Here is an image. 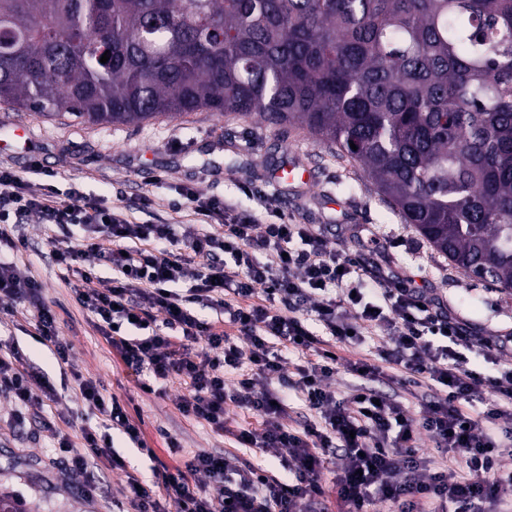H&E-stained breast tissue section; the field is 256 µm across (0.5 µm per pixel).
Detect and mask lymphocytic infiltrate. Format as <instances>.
I'll return each instance as SVG.
<instances>
[{"mask_svg": "<svg viewBox=\"0 0 512 512\" xmlns=\"http://www.w3.org/2000/svg\"><path fill=\"white\" fill-rule=\"evenodd\" d=\"M50 176L36 161L24 177L0 165V248L9 253L0 257V323L33 305L35 338L69 362L71 347L39 299L40 283L12 260L27 247L19 224L39 216L75 302L96 318L145 387L184 380L190 391L181 413L218 433L227 405L255 414L260 427L239 429L236 441L286 455V474L276 479L258 464L234 467L226 455L191 452L181 466L155 470L151 485L133 489L132 512H300L304 503L329 512L332 497L345 512H368L377 502L390 512L503 505L504 490L512 488V470L501 464L512 442V362L502 359V346L473 336L436 293L410 287L377 259L330 247L314 225L263 224L219 196L183 189L197 223L137 224L77 190L60 200ZM99 260L112 270L101 291L89 287ZM209 310L215 319L206 318ZM132 327L137 335H129ZM370 335L371 357H336L337 349ZM278 346L297 355L294 372L275 354ZM473 352L492 371L472 366ZM342 368L357 379L344 398L331 386ZM380 378L399 384L418 412L379 395L372 383ZM79 389L101 425L73 434L48 419L43 431L92 494L99 483L92 460L125 466L112 452L114 435L140 449L146 442L140 421L117 396L92 380ZM2 395L19 419L37 396L58 398L13 345L0 354ZM293 398L311 414L298 430L282 422ZM480 400L484 410L472 413ZM424 434L439 461L420 448ZM329 470L336 473L330 484ZM199 474L204 485L191 486Z\"/></svg>", "mask_w": 512, "mask_h": 512, "instance_id": "lymphocytic-infiltrate-1", "label": "lymphocytic infiltrate"}]
</instances>
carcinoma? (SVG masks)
Segmentation results:
<instances>
[{"instance_id":"carcinoma-1","label":"carcinoma","mask_w":512,"mask_h":512,"mask_svg":"<svg viewBox=\"0 0 512 512\" xmlns=\"http://www.w3.org/2000/svg\"><path fill=\"white\" fill-rule=\"evenodd\" d=\"M0 104L298 126L512 293V0H0Z\"/></svg>"}]
</instances>
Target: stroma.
Returning a JSON list of instances; mask_svg holds the SVG:
<instances>
[{
	"instance_id": "stroma-1",
	"label": "stroma",
	"mask_w": 512,
	"mask_h": 512,
	"mask_svg": "<svg viewBox=\"0 0 512 512\" xmlns=\"http://www.w3.org/2000/svg\"><path fill=\"white\" fill-rule=\"evenodd\" d=\"M20 127L29 129L27 141L16 137ZM34 160L53 172L60 197L79 188L124 209L140 224L170 218L173 205L181 200L180 190L188 186L222 196L264 224L316 225L336 248L356 256L382 254L406 283L433 289L476 335L512 338V294L448 263L391 208L357 163L337 158L335 150L306 132L275 128L256 117L206 111L113 126L0 106V164L22 174ZM294 160L308 168L309 183L276 182V173ZM144 195L152 201L145 210L139 206ZM24 233L29 247L17 256V265L41 283L43 300L55 311L72 356L69 363H58L48 347L32 338V310L19 311L13 322L0 328V339L17 343L61 396L59 402L46 400L31 407L20 423L11 403L0 397V492L27 503L33 512H119L112 493L126 487L129 478L151 483L153 463L172 468L182 464V451L197 449L256 459L274 475L283 474L281 450L270 448L257 455L240 447L233 436L236 430L257 428L254 415L228 406V430L219 434L182 415L179 403L189 393L183 381L175 379L164 391L144 393L140 377L124 366L74 301L49 258L48 238L37 217L29 218ZM81 378L100 383L107 393L128 403L157 455L152 462L136 448L117 445L127 467L99 466L101 485L91 497L83 491L80 477L58 462L52 442L38 428L41 416L59 413L97 426V417L83 405L77 384ZM172 439L180 444V454L170 452Z\"/></svg>"
}]
</instances>
